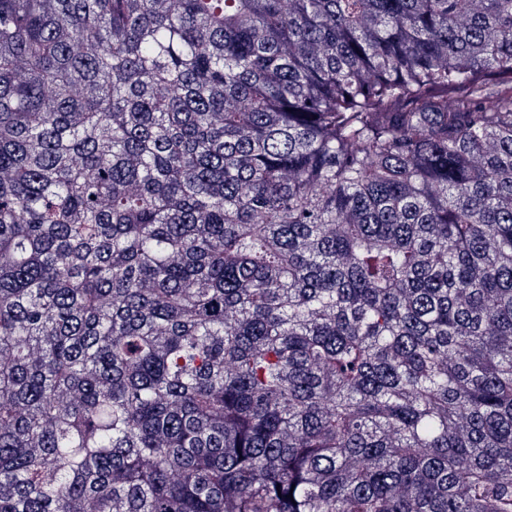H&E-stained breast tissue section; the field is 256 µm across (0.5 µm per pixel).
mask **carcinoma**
Returning <instances> with one entry per match:
<instances>
[{"mask_svg":"<svg viewBox=\"0 0 512 512\" xmlns=\"http://www.w3.org/2000/svg\"><path fill=\"white\" fill-rule=\"evenodd\" d=\"M0 512H512V0H0Z\"/></svg>","mask_w":512,"mask_h":512,"instance_id":"obj_1","label":"carcinoma"}]
</instances>
